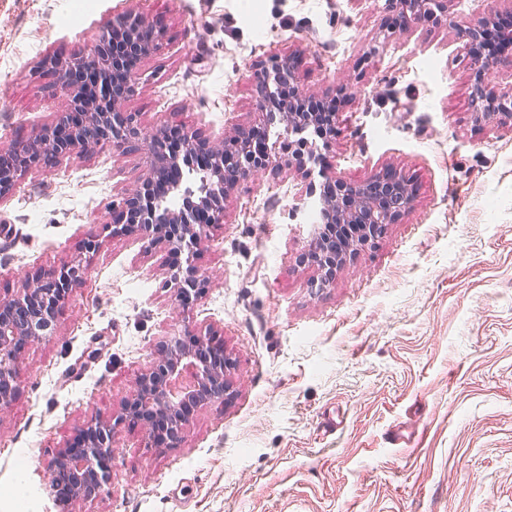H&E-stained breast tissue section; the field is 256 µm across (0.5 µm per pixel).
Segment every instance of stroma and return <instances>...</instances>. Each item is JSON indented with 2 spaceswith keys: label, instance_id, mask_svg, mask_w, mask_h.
I'll list each match as a JSON object with an SVG mask.
<instances>
[{
  "label": "stroma",
  "instance_id": "stroma-1",
  "mask_svg": "<svg viewBox=\"0 0 512 512\" xmlns=\"http://www.w3.org/2000/svg\"><path fill=\"white\" fill-rule=\"evenodd\" d=\"M384 3L0 0V146L66 111L43 60L88 51L133 8L162 35L124 103L148 130L233 139L254 121L253 70L293 53L312 97L339 107L328 164L350 180L392 168L418 188L319 288L296 174L241 182L194 260L207 288L192 325L236 362L227 400L195 410L171 448L124 428L110 484L63 503L54 457L119 410L183 327L162 283L185 255L107 239L56 335L21 351L0 411V512L19 482L36 512H512V128L473 122L459 34L512 0H449L455 25L400 29L378 49L395 18ZM144 171L143 152L103 147L28 174L0 199V293L75 254Z\"/></svg>",
  "mask_w": 512,
  "mask_h": 512
}]
</instances>
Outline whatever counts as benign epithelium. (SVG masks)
Here are the masks:
<instances>
[{
  "label": "benign epithelium",
  "instance_id": "obj_1",
  "mask_svg": "<svg viewBox=\"0 0 512 512\" xmlns=\"http://www.w3.org/2000/svg\"><path fill=\"white\" fill-rule=\"evenodd\" d=\"M387 5L400 15L405 29L448 25V0H387ZM497 22L498 15L491 13L461 30L473 71L470 104L477 122L497 117L512 122V90L502 91L491 79L495 65L512 61V23L502 27ZM147 31L146 18L131 9L100 32L90 52L47 58L44 66L53 76L55 94L67 99V111L33 137L0 149V199L41 165L66 155H88L95 146L137 150L143 144L150 157L139 184L112 202V221L101 233L85 238L69 261L37 275L22 294L0 295V411L12 400L22 345L55 335L72 289L85 282L108 237L135 232L153 244L185 252L190 259L211 230L224 223V202L239 182L286 168L301 175L300 196H319L326 226L346 229L350 249L373 244L414 205L409 180L393 170L350 182L320 168L321 148L336 138L338 130L328 134L319 128L316 113L307 110L309 95L297 67L286 56L269 57L253 73L258 91L254 125L265 132L261 145H255L249 133L230 142L206 143L187 131L185 158L163 154V131L147 133L136 114L123 111L124 99L135 91L136 71L111 53L112 43L120 38L137 57L146 56L157 45L152 36L142 39ZM285 86L292 91L287 100L280 97ZM78 113L83 116L80 122L73 120ZM307 258L317 265L319 287L325 288L343 255L336 239L324 231L311 243ZM162 287L181 302L185 319H191V297L204 287L195 267L189 263L171 270ZM233 366L221 344L184 326L159 351L153 366L135 378L130 397L119 410L75 431L69 447L52 462L50 484L75 498L101 489L111 477L115 437L130 425L142 427L150 447L175 445L195 409L224 401L226 376ZM158 422L164 425L161 438L156 436Z\"/></svg>",
  "mask_w": 512,
  "mask_h": 512
}]
</instances>
